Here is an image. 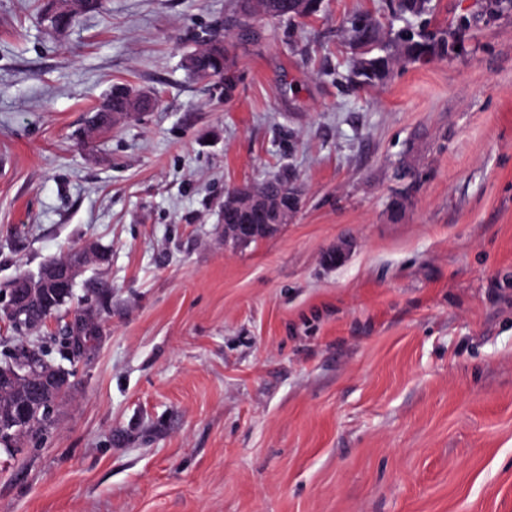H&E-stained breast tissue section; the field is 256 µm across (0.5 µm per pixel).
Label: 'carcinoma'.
Listing matches in <instances>:
<instances>
[{"mask_svg": "<svg viewBox=\"0 0 512 512\" xmlns=\"http://www.w3.org/2000/svg\"><path fill=\"white\" fill-rule=\"evenodd\" d=\"M431 0H391L394 15L409 14L420 18L429 13ZM103 0H62L55 8L45 9L41 20L57 32L67 30L75 14L102 8ZM318 12L312 6L304 14L290 5V0H242L241 13L231 20L230 27L245 31L250 20L260 16L272 21H298ZM348 42L355 51L352 59V82L360 87L372 86L384 80L393 63L402 59L415 62L420 59L448 54V32L428 34L423 29L384 31L381 24L368 14H360L350 21ZM228 54L224 45L213 42L192 52L186 60L187 69L202 79L221 77L228 71ZM141 93L126 87L112 88L100 110L112 113V118L127 117L142 111L139 106ZM288 177L270 180L266 177L254 183L261 195L277 203L283 199L282 187ZM244 193L234 188L224 196V222L240 224L246 215L229 209L232 200ZM22 276L10 284L3 312L18 331H31L56 315L72 299L75 283L60 279L56 284L34 292H23ZM36 373L31 382H15L0 387V447L9 454L19 451L26 442L36 441L52 424L54 407L67 395L71 383L58 375L59 366L46 361L38 350Z\"/></svg>", "mask_w": 512, "mask_h": 512, "instance_id": "cac0c4a2", "label": "carcinoma"}]
</instances>
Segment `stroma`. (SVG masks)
<instances>
[{
	"label": "stroma",
	"instance_id": "1",
	"mask_svg": "<svg viewBox=\"0 0 512 512\" xmlns=\"http://www.w3.org/2000/svg\"><path fill=\"white\" fill-rule=\"evenodd\" d=\"M47 2L0 0V290L93 247L76 295L111 297L0 512H512V9L431 0L459 51L358 89L389 0L248 42L237 0ZM210 38L227 78L186 68ZM116 83L155 106L89 132ZM284 169L288 224L225 246V192ZM102 6V0H64L55 8L42 10L41 20L50 29L62 32L71 26L75 14L99 10Z\"/></svg>",
	"mask_w": 512,
	"mask_h": 512
}]
</instances>
